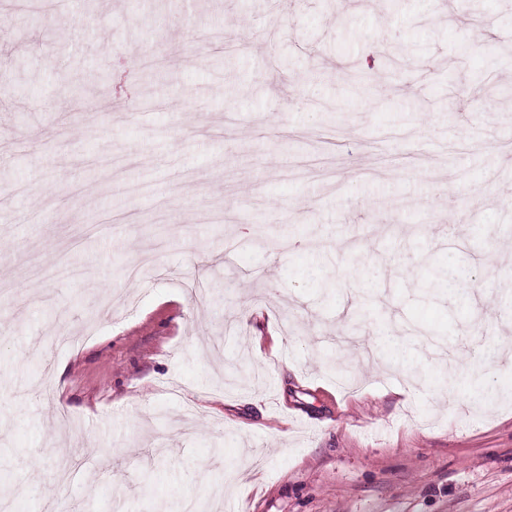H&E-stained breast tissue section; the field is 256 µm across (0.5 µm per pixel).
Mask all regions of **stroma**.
Instances as JSON below:
<instances>
[{
	"mask_svg": "<svg viewBox=\"0 0 512 512\" xmlns=\"http://www.w3.org/2000/svg\"><path fill=\"white\" fill-rule=\"evenodd\" d=\"M96 10L0 22L9 512H512V0ZM448 376H452L446 385L448 396H454L460 402L475 403L480 400L482 395L490 388V381L484 376L469 373L457 375L454 372H449ZM461 383H464L467 387V391L464 395L457 394V388Z\"/></svg>",
	"mask_w": 512,
	"mask_h": 512,
	"instance_id": "1",
	"label": "stroma"
}]
</instances>
